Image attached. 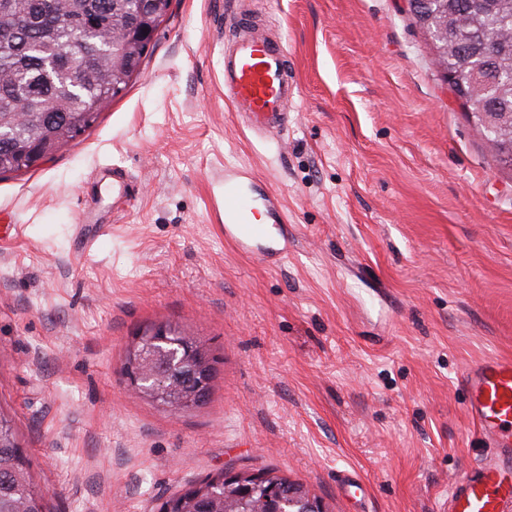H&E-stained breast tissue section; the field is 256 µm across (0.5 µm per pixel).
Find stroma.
Here are the masks:
<instances>
[{
  "mask_svg": "<svg viewBox=\"0 0 512 512\" xmlns=\"http://www.w3.org/2000/svg\"><path fill=\"white\" fill-rule=\"evenodd\" d=\"M243 25L288 52L273 134L224 98ZM228 176L286 257L225 240ZM2 224L0 412L49 512H156L221 469L273 470L327 512H437L491 452L460 375L512 359V169L406 0H173L96 124L0 177ZM157 324L215 357L204 405L129 392L127 351Z\"/></svg>",
  "mask_w": 512,
  "mask_h": 512,
  "instance_id": "35a3bbf8",
  "label": "stroma"
}]
</instances>
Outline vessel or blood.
<instances>
[{"mask_svg": "<svg viewBox=\"0 0 512 512\" xmlns=\"http://www.w3.org/2000/svg\"><path fill=\"white\" fill-rule=\"evenodd\" d=\"M294 94L286 50L278 42L241 31L224 57V97L259 132L279 129ZM268 229L249 221L248 207L233 181L224 183V235L238 246L263 239ZM461 380L466 412L496 453L455 482L439 512H512V360L488 356L469 365Z\"/></svg>", "mask_w": 512, "mask_h": 512, "instance_id": "obj_1", "label": "vessel or blood"}]
</instances>
